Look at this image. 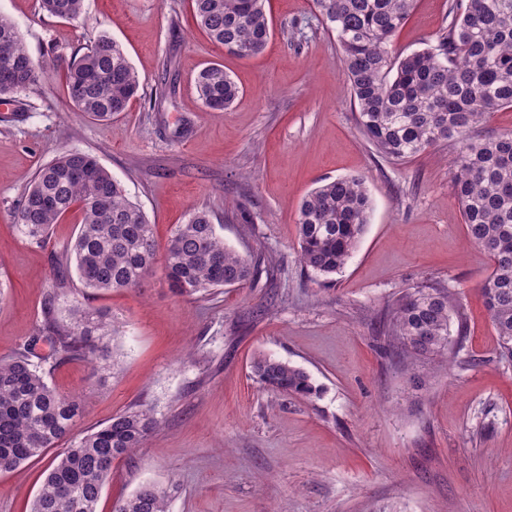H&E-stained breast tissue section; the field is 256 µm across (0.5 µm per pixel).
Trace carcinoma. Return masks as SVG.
Wrapping results in <instances>:
<instances>
[{"label": "carcinoma", "mask_w": 512, "mask_h": 512, "mask_svg": "<svg viewBox=\"0 0 512 512\" xmlns=\"http://www.w3.org/2000/svg\"><path fill=\"white\" fill-rule=\"evenodd\" d=\"M417 0H314L328 29L337 33L358 124L382 157L403 161L442 143L457 146L453 195L467 242L487 254L491 271L480 288L498 338L499 357L512 362V130L478 139L474 129L492 113L512 109V0H448V24L426 47L392 53V42ZM197 26L214 44L240 57L261 53L270 37L266 0H192ZM50 17L76 20L84 0H40ZM36 65L15 25L0 15V97L39 84ZM77 111L110 121L139 94L140 81L122 48L101 34L64 72ZM196 87L204 106L224 111L239 101L238 83L219 64L200 70ZM81 214L76 239L61 255L53 291L35 336L0 359V473L19 469L64 443L51 463L30 512H97L112 464L132 456L157 430L149 407L130 408L95 431L73 434L84 400L47 382L63 363L116 369L113 345L119 324L111 314L72 301L69 319L56 315L59 294L76 274L82 288L105 293L138 288L155 269L153 225L123 185L91 154L70 151L41 167L24 193L17 228L32 242L46 241L66 214ZM372 200L362 179L340 177L314 188L302 201L296 235L301 261L328 279L346 266L369 223ZM170 288L180 296L249 281L248 256L228 248L206 210L176 225L163 260ZM465 312L443 286L405 289L383 317L390 343L410 360H448L462 335ZM51 353L35 357L39 341ZM252 374L279 392L312 398L320 387L303 369L257 358ZM114 512H168L167 491L143 484Z\"/></svg>", "instance_id": "obj_1"}]
</instances>
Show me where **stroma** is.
Instances as JSON below:
<instances>
[{
    "label": "stroma",
    "mask_w": 512,
    "mask_h": 512,
    "mask_svg": "<svg viewBox=\"0 0 512 512\" xmlns=\"http://www.w3.org/2000/svg\"><path fill=\"white\" fill-rule=\"evenodd\" d=\"M38 3L0 0L49 73L0 99V358L36 334L52 256L78 232L76 212L44 244L14 225L35 172L62 153L94 155L154 224L159 246L203 208L255 266L245 286L192 298L159 271L142 287L91 296L121 322V364L103 375L75 361L49 375L84 398L76 434L141 404L161 422L114 463L98 512L146 483L174 484L169 512H512V364L496 357L480 295L490 260L465 243L455 146L402 162L376 153L356 121L338 37L313 0H267L272 33L248 58L210 42L191 0H85L75 21ZM447 9V0H417L394 51L423 49ZM103 33L141 82L109 122L75 111L64 83L72 54ZM209 62L243 90L228 110L198 96L194 79ZM338 177L362 178L373 208L351 259L325 280L305 271L296 222L303 198ZM423 281L455 289L467 333L450 361L411 366L381 318ZM261 355L305 369L320 397L258 384L251 365ZM54 457L0 473V512H29Z\"/></svg>",
    "instance_id": "35a3bbf8"
}]
</instances>
